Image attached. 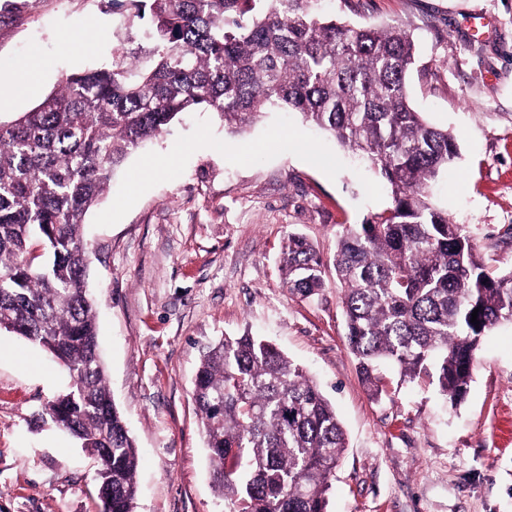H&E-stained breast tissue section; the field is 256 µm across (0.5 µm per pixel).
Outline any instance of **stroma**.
Instances as JSON below:
<instances>
[{
    "mask_svg": "<svg viewBox=\"0 0 512 512\" xmlns=\"http://www.w3.org/2000/svg\"><path fill=\"white\" fill-rule=\"evenodd\" d=\"M354 26H394L416 45V111L455 135L459 155L432 201L467 227L490 270H512V0H317ZM0 26V121L62 76L110 66L148 27L113 0H31ZM492 35L470 40L468 24ZM391 203L379 174L277 109L240 133L202 112L133 151L84 220L90 286L112 399L140 459L135 512H224L192 398L206 346L248 331L302 365L347 438L328 512H512V323L482 340L473 382L450 408L435 382L372 400L344 331L331 265L343 226ZM327 263L305 299L283 288L289 234ZM70 384L40 347L0 331V512H99L95 464L42 407Z\"/></svg>",
    "mask_w": 512,
    "mask_h": 512,
    "instance_id": "obj_1",
    "label": "stroma"
}]
</instances>
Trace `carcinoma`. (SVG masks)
I'll list each match as a JSON object with an SVG mask.
<instances>
[{
    "label": "carcinoma",
    "mask_w": 512,
    "mask_h": 512,
    "mask_svg": "<svg viewBox=\"0 0 512 512\" xmlns=\"http://www.w3.org/2000/svg\"><path fill=\"white\" fill-rule=\"evenodd\" d=\"M132 2L151 17L146 62L65 75L0 123V330L68 371L70 390L43 414L96 458L102 512H135L138 457L98 352L83 220L133 150L192 112L231 131L297 112L379 173L391 206L345 226L333 256L348 348L372 398L385 361L410 380L434 370L457 405L482 336L512 322V270L489 273L465 227L430 201L457 145L411 105V36L338 23L314 0ZM279 270L305 298L325 287L302 237L288 235ZM193 398L224 512H327L346 438L303 368L260 337L224 336L203 351Z\"/></svg>",
    "instance_id": "cac0c4a2"
}]
</instances>
